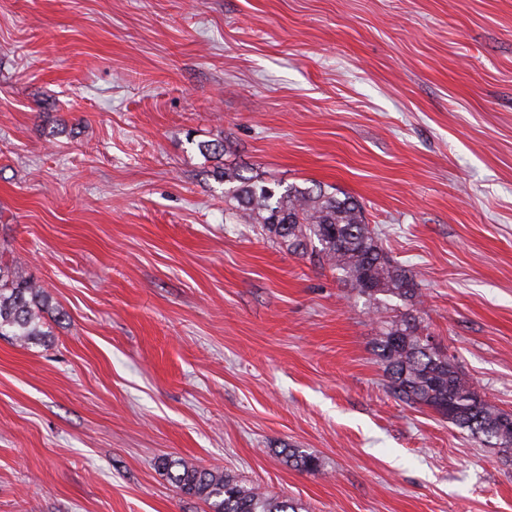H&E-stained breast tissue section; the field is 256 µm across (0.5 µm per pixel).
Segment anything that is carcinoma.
<instances>
[{
  "mask_svg": "<svg viewBox=\"0 0 512 512\" xmlns=\"http://www.w3.org/2000/svg\"><path fill=\"white\" fill-rule=\"evenodd\" d=\"M222 176L230 198L237 203L238 220L260 225L289 252L328 266L344 287L375 309L396 312L381 323L373 352L397 400L435 412L448 407L449 424L512 460V413L481 396L454 357L429 345L420 316L416 274L384 253L378 231L367 221L357 199L341 198L320 185H291L278 191L230 168ZM7 252L8 248H0V336L29 343L45 335L41 319L48 307L47 295L16 260L6 258ZM282 453L301 471L321 469L319 458L303 450L285 448ZM159 466L179 492L202 500L210 512H298L292 501L247 487L228 472L202 468L182 458H164Z\"/></svg>",
  "mask_w": 512,
  "mask_h": 512,
  "instance_id": "cac0c4a2",
  "label": "carcinoma"
}]
</instances>
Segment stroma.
<instances>
[{
  "label": "stroma",
  "mask_w": 512,
  "mask_h": 512,
  "mask_svg": "<svg viewBox=\"0 0 512 512\" xmlns=\"http://www.w3.org/2000/svg\"><path fill=\"white\" fill-rule=\"evenodd\" d=\"M227 167L358 199L512 412V0H0V243L53 305L0 336V512H209L164 456L301 512H512V461L390 394L382 312L233 222ZM282 453L291 465L301 471L317 472L321 469V462L318 457L307 453L300 448H286Z\"/></svg>",
  "instance_id": "stroma-1"
}]
</instances>
